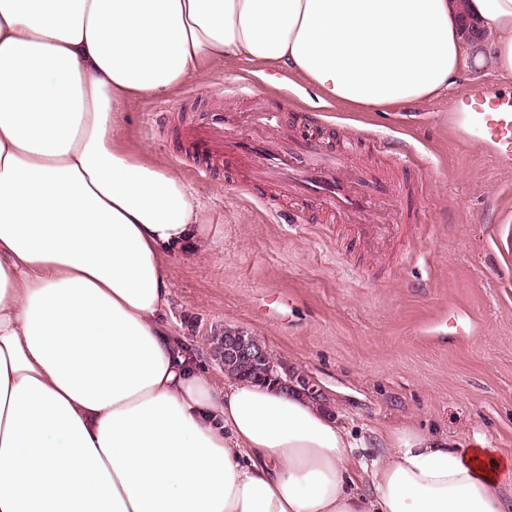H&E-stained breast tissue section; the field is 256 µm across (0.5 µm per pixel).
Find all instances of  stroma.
<instances>
[{
  "instance_id": "1",
  "label": "stroma",
  "mask_w": 512,
  "mask_h": 512,
  "mask_svg": "<svg viewBox=\"0 0 512 512\" xmlns=\"http://www.w3.org/2000/svg\"><path fill=\"white\" fill-rule=\"evenodd\" d=\"M230 60L173 91L133 101L120 116L132 149L183 174L201 205L195 235L167 259L173 299L166 320L200 373L223 381L213 340L242 328L275 361L321 393L341 424L364 434L416 426L512 451V279L493 261L492 220L512 214V166L462 139L449 114L466 92L512 95L493 72L467 78L447 99L362 112L292 74ZM282 99L288 119L323 112L322 145L375 135L419 153L402 210L418 222L387 245L356 240L317 209L302 222L272 213L241 176L189 174L174 134L182 120L252 112ZM185 103L176 112L177 103Z\"/></svg>"
}]
</instances>
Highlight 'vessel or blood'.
Instances as JSON below:
<instances>
[{"label":"vessel or blood","instance_id":"obj_1","mask_svg":"<svg viewBox=\"0 0 512 512\" xmlns=\"http://www.w3.org/2000/svg\"><path fill=\"white\" fill-rule=\"evenodd\" d=\"M259 117L266 136L240 135L230 142L224 128L237 124L238 114H219L205 125L180 123L184 153L197 173L210 177L240 165L257 183L270 185V206L282 200L312 203L350 224L356 236L388 234L389 225L378 223L373 206L380 199L400 200L404 185L371 174L346 150L321 146L313 135L322 126L317 115L288 126L281 107L266 101ZM453 118L470 142L490 148L498 163L512 164V96L473 91Z\"/></svg>","mask_w":512,"mask_h":512}]
</instances>
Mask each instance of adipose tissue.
<instances>
[{
    "instance_id": "adipose-tissue-1",
    "label": "adipose tissue",
    "mask_w": 512,
    "mask_h": 512,
    "mask_svg": "<svg viewBox=\"0 0 512 512\" xmlns=\"http://www.w3.org/2000/svg\"><path fill=\"white\" fill-rule=\"evenodd\" d=\"M233 58L423 103L512 81V0H0V512H506L511 452L407 427L358 470L321 402L216 387L171 339L200 211L118 119Z\"/></svg>"
}]
</instances>
